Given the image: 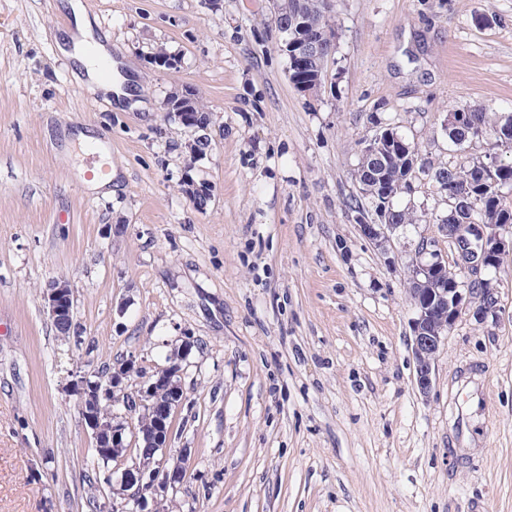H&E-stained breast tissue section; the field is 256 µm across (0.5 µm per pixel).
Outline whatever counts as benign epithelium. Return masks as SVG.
<instances>
[{
  "instance_id": "1",
  "label": "benign epithelium",
  "mask_w": 512,
  "mask_h": 512,
  "mask_svg": "<svg viewBox=\"0 0 512 512\" xmlns=\"http://www.w3.org/2000/svg\"><path fill=\"white\" fill-rule=\"evenodd\" d=\"M275 23L283 34L282 50L290 57L293 69L303 71L315 60H320L318 70L331 58L336 44V34L328 29L307 31L297 38L289 37L294 32L297 19L276 13ZM190 96L181 93L168 97L163 107L172 112L187 128L197 129L200 122L192 116L188 100ZM362 234L369 240L383 243L397 225L382 221L376 224L360 225ZM452 236L456 245L458 265L463 281L453 282L444 287L448 267L441 253L436 249L424 248L412 265L408 283L416 308L412 321V352L417 362V386L420 392H427L432 385V361L442 340L455 323L465 314H472L482 320L487 315V304L470 309L473 289L468 282L480 278L499 258L512 252V226L508 224H462L453 228ZM439 281V287L430 283ZM73 290L66 281H52L44 290V300L53 325L66 323L70 332L77 330L73 323ZM448 306V322L438 329H430L428 322L437 306ZM139 363L130 357L114 368L106 382H91L84 376L73 383L74 391L80 396V412L92 432L94 446L112 449V457L123 462L130 456L128 449L138 442H144L145 450L134 465L126 468L127 476L121 484L124 491L122 502L112 505V512H165L164 503L169 489L182 478L176 468H166V451L171 447L170 421L175 411L183 404L185 394L181 380V365L170 364L148 375L140 390L141 398L136 406L112 398V393L123 390L127 378L137 371ZM167 388L169 397L160 400L156 393ZM114 406H124L125 412H112L108 416L100 412L98 398ZM146 414L152 420L150 429L139 432L133 425V411Z\"/></svg>"
}]
</instances>
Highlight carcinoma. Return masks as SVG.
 <instances>
[{
  "label": "carcinoma",
  "mask_w": 512,
  "mask_h": 512,
  "mask_svg": "<svg viewBox=\"0 0 512 512\" xmlns=\"http://www.w3.org/2000/svg\"><path fill=\"white\" fill-rule=\"evenodd\" d=\"M313 0H280L278 9L283 13L297 16L307 26L335 30L331 15L314 10ZM467 118L464 130L494 149L507 145L512 149V117L503 114L492 115L482 107L466 108ZM462 130V131H464ZM462 131L448 128V138L457 139ZM493 155L486 159H471L459 165L439 167L431 171V178L437 187L448 186V211L440 219L442 224H510L512 225V160L491 161ZM414 168L407 164V158L399 155L390 146L383 145L378 157L360 159L354 170V178L363 195L378 203L382 196L395 198L408 192L407 180L412 178ZM456 192L468 196L474 202L469 211L458 210L457 198L451 196ZM386 217L393 224H415L417 216L410 210L389 203ZM112 458L97 455V467L85 475L92 486L103 480L112 482Z\"/></svg>",
  "instance_id": "cac0c4a2"
}]
</instances>
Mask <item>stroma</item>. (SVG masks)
Instances as JSON below:
<instances>
[{
    "label": "stroma",
    "mask_w": 512,
    "mask_h": 512,
    "mask_svg": "<svg viewBox=\"0 0 512 512\" xmlns=\"http://www.w3.org/2000/svg\"><path fill=\"white\" fill-rule=\"evenodd\" d=\"M64 0H0V512H91L93 439L73 371L191 343L169 512H512V254L497 318H460L416 386L407 277L420 238L448 263V202L418 175L419 223L384 244L353 178L392 128L421 164L484 157L445 132L454 109L512 111V0H334L321 85L296 88L276 0H81L138 109L82 87L57 42ZM493 21L479 23V14ZM174 55L150 62L157 47ZM192 91L209 146L165 112ZM91 126L119 172L91 193ZM209 185L204 205L183 179ZM122 232H115V225ZM68 280L80 341L43 291Z\"/></svg>",
    "instance_id": "stroma-1"
}]
</instances>
